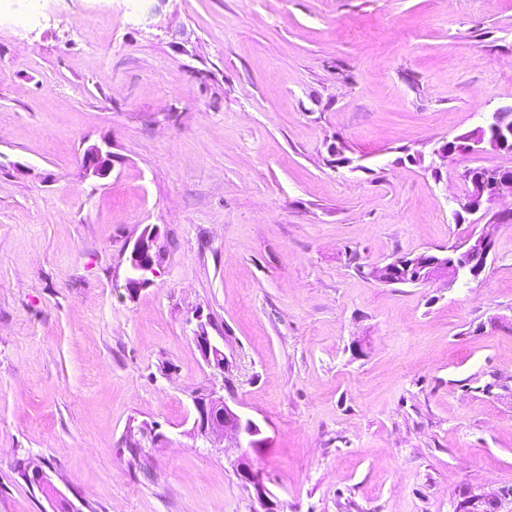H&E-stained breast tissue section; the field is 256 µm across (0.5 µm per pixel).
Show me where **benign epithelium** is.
<instances>
[{"label":"benign epithelium","instance_id":"7a95c632","mask_svg":"<svg viewBox=\"0 0 512 512\" xmlns=\"http://www.w3.org/2000/svg\"><path fill=\"white\" fill-rule=\"evenodd\" d=\"M483 152L487 150L512 152V104L488 113L483 122L456 141L445 142L434 154L449 157L456 150ZM85 171L98 178H106L112 172V152L99 145L88 147L83 155ZM471 188L462 204V212L471 216L470 223L483 224V230L471 235L463 244L455 246L446 254L421 253L394 260L383 266H374L369 275L388 284H425L444 280L449 284L460 283L466 287L476 280L484 270L493 251L492 233L488 231L491 222L485 221L488 205L505 199H512V169L496 170L495 179L487 183L468 175ZM159 234L155 226H146L134 241L127 258L128 276L126 288L131 294L146 286L148 275L156 273L157 254L154 243ZM415 269L413 279L399 275V271ZM194 342L203 360L214 372L221 375L224 389L231 391L229 375L231 363L219 343L209 336L210 321L196 315ZM195 418L192 431L194 436L205 442L223 432L237 436L239 443L248 448H259L260 426L230 406L226 398L213 390L207 395L193 397ZM234 470L243 484L253 489L259 509L255 512H281L280 504L267 489L262 477L253 469L248 457L241 456L234 462ZM454 512H512V499L488 497L471 493L461 501Z\"/></svg>","mask_w":512,"mask_h":512}]
</instances>
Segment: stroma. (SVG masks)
I'll return each instance as SVG.
<instances>
[{
	"label": "stroma",
	"instance_id": "35a3bbf8",
	"mask_svg": "<svg viewBox=\"0 0 512 512\" xmlns=\"http://www.w3.org/2000/svg\"><path fill=\"white\" fill-rule=\"evenodd\" d=\"M23 7L0 12V512H256L244 453L283 512L512 490V202L469 287L369 275L467 240L469 171L512 167L432 155L512 103V0ZM200 315L262 448L191 434L221 384ZM99 145L88 147L83 155V167L85 171L98 178H107L112 172V152ZM158 234L156 226H146L129 251L126 288L130 294H136L146 286L150 282L148 275L156 273L157 254L154 243ZM196 320V329L193 336L196 347L207 366L222 376L224 389L229 392L231 391L229 379L232 370L231 363L219 343L212 336H209L208 326H210V320L206 318V321H204L202 315L197 316Z\"/></svg>",
	"mask_w": 512,
	"mask_h": 512
}]
</instances>
